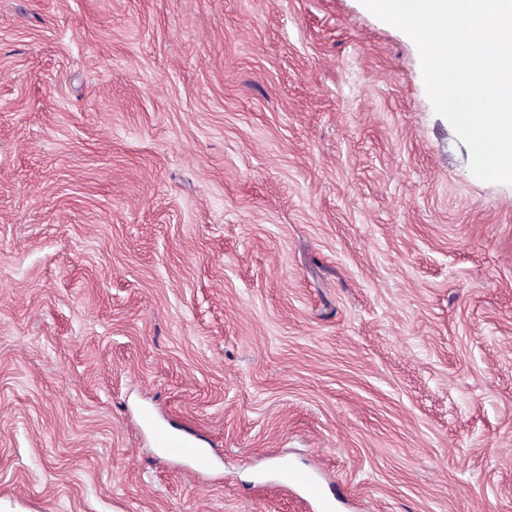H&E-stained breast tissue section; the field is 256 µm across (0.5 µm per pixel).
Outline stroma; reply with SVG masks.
<instances>
[{"mask_svg": "<svg viewBox=\"0 0 512 512\" xmlns=\"http://www.w3.org/2000/svg\"><path fill=\"white\" fill-rule=\"evenodd\" d=\"M469 160L361 0H0V512H512ZM154 441L157 447L168 448L172 455L190 459L197 469H206L210 465V458L203 448H196L188 440L172 436L163 428H155ZM281 483L286 487H296L314 501L321 500V489L318 482L307 471L289 469L281 477Z\"/></svg>", "mask_w": 512, "mask_h": 512, "instance_id": "stroma-1", "label": "stroma"}]
</instances>
